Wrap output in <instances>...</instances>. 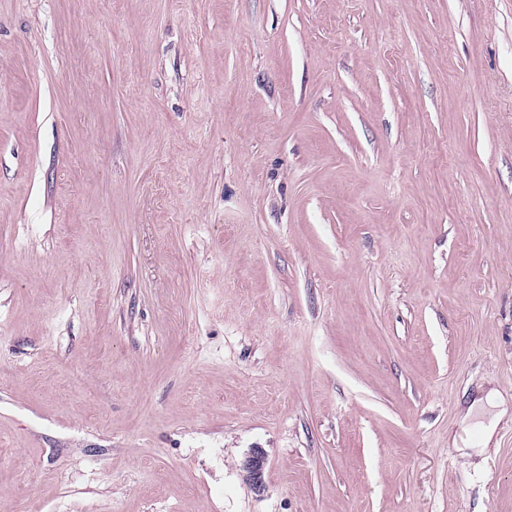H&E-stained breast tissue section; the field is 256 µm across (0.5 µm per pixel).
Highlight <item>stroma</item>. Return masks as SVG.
<instances>
[{
    "mask_svg": "<svg viewBox=\"0 0 512 512\" xmlns=\"http://www.w3.org/2000/svg\"><path fill=\"white\" fill-rule=\"evenodd\" d=\"M492 391L512 0H0V512H512ZM486 405L492 408H498L494 414L490 415L488 422H480L474 426L478 428L480 433V445L482 446L481 451H484L489 447L493 440L494 432L498 423L509 415L508 409L502 407L496 400V396L493 392H490L486 397ZM266 466V456L261 449H254L242 463V469L250 486L255 491L263 487V473Z\"/></svg>",
    "mask_w": 512,
    "mask_h": 512,
    "instance_id": "obj_1",
    "label": "stroma"
}]
</instances>
